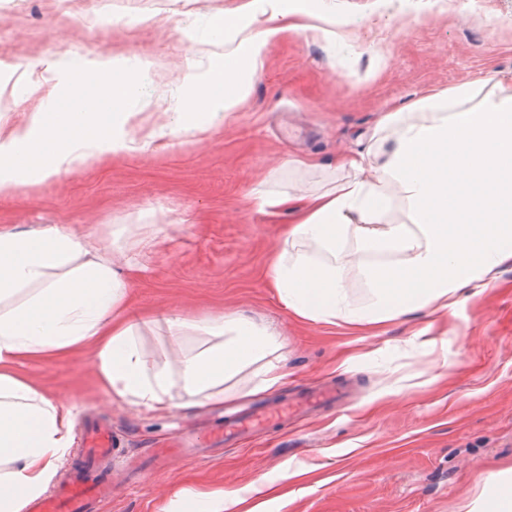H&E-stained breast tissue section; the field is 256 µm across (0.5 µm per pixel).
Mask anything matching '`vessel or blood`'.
<instances>
[{
  "mask_svg": "<svg viewBox=\"0 0 512 512\" xmlns=\"http://www.w3.org/2000/svg\"><path fill=\"white\" fill-rule=\"evenodd\" d=\"M343 399V391L336 387L310 391L294 402L220 424L212 441L228 448L235 447L255 430L278 425L299 412L336 406ZM80 447L79 458L62 485L32 502L28 512H96L101 502L111 498V478L106 469L120 457L122 440L108 423L94 418L81 434Z\"/></svg>",
  "mask_w": 512,
  "mask_h": 512,
  "instance_id": "b4317fda",
  "label": "vessel or blood"
}]
</instances>
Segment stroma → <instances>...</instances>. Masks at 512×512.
<instances>
[{"label": "stroma", "instance_id": "obj_1", "mask_svg": "<svg viewBox=\"0 0 512 512\" xmlns=\"http://www.w3.org/2000/svg\"><path fill=\"white\" fill-rule=\"evenodd\" d=\"M241 2L84 0L85 13L112 16L111 28L97 29L73 21L61 0H0V122L32 114L47 91L64 96L80 62L137 57L142 64L129 77L143 93L129 128L142 137L168 122L151 88L177 100L187 72L212 76L224 47L210 43L211 28ZM326 2L348 48L303 33L283 38L247 100L207 133H171L0 198V227L72 224L105 235L136 225L149 247L119 256L141 268L131 317L236 311L283 343V385L257 391L251 369L227 382L223 404L166 414L113 402L85 349L18 365L48 397L71 406L75 431L92 413L124 438L126 462L113 470L112 497L100 512H163L180 489L235 493L259 512H459L490 473L512 468V264L499 268L498 288L462 293L428 356L410 338L428 322L424 310L365 327L292 316L265 277L291 218L270 223L250 199L259 185L329 189L346 176L338 155L378 148L372 135L384 114L431 90L470 83L485 94L511 83L512 0ZM306 157L314 166H303ZM375 260L351 240L337 261L354 309L372 302L363 269ZM376 348L382 358L370 359ZM434 357L448 365L439 383L428 368ZM324 385L344 390V408L310 411L237 448L172 457L160 474L146 467V449L166 442L175 422L204 441L226 415ZM286 469L298 478L283 481Z\"/></svg>", "mask_w": 512, "mask_h": 512}]
</instances>
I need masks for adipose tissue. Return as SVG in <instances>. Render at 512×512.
Segmentation results:
<instances>
[{"label": "adipose tissue", "instance_id": "obj_1", "mask_svg": "<svg viewBox=\"0 0 512 512\" xmlns=\"http://www.w3.org/2000/svg\"><path fill=\"white\" fill-rule=\"evenodd\" d=\"M322 3L244 0L217 30L223 71L204 82L187 75L175 123L204 132L235 111L250 91L248 66L288 33L336 39V19ZM128 69L124 61L77 65L63 98L44 99L26 123L0 124V197L132 150L129 103L140 89ZM409 110L424 121H407ZM380 126L391 136L378 165L364 152L342 156L349 176L338 186L310 196L251 192L266 216L293 217L265 276L294 316L363 325L426 309L445 321L460 289L493 290L497 269L512 262V86L480 99L469 83L433 91L386 113ZM396 186L409 203L406 224L387 220ZM352 232L379 257L365 270L374 300L363 310L351 309L334 264ZM133 277L113 262L107 237L67 224L0 228V512H24L44 494L73 443L71 409L17 375L20 359L92 349L113 400L155 413L175 408L177 382L217 404L225 383L255 365L261 390L282 383L277 336L237 312L165 316L173 339L204 342L174 363H157L138 341L139 323L125 314ZM463 508L512 512V473L491 474Z\"/></svg>", "mask_w": 512, "mask_h": 512}]
</instances>
